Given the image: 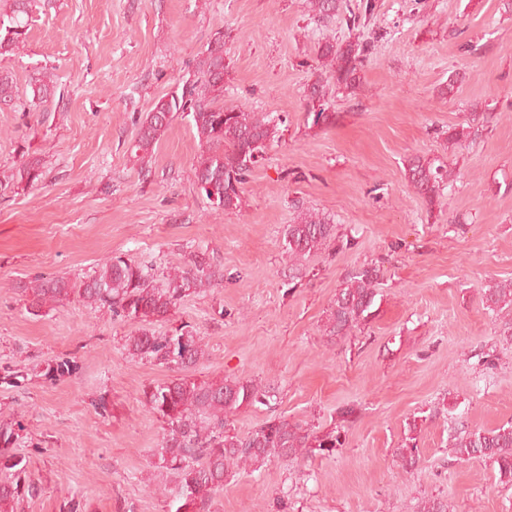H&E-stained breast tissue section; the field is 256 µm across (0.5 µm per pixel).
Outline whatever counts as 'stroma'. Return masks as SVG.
<instances>
[{
    "instance_id": "stroma-1",
    "label": "stroma",
    "mask_w": 512,
    "mask_h": 512,
    "mask_svg": "<svg viewBox=\"0 0 512 512\" xmlns=\"http://www.w3.org/2000/svg\"><path fill=\"white\" fill-rule=\"evenodd\" d=\"M365 25L314 21L307 0H45L21 55L0 57L17 96L0 106V369L28 374L0 386V422L19 421L15 444L43 492L17 512H167L153 466L163 424L142 389L171 378L131 360V324L78 302L26 310L38 277L83 280L112 256L155 275L202 249L223 285L182 301L155 330L199 327L209 356L201 379L274 385L271 406L236 413L247 433L273 415L322 432L343 426L331 457L272 459L237 473L210 512H417L449 500L455 512H512V487L491 463L459 460L460 425L512 421V338L482 290L512 278V0H375ZM224 34L223 101L275 118L279 138L244 185L240 209L210 210L193 183L202 148L176 116L145 160L133 149L153 104L176 90L215 32ZM375 40L355 91H333L334 127L306 120L305 91L327 40ZM477 44L465 53L466 43ZM55 76L46 110L33 87ZM486 112L481 137L448 146L442 129ZM44 178L17 188L27 156ZM420 156L461 177L428 206L409 185ZM326 214L334 238L293 264L285 230L299 208ZM350 247H342V240ZM371 262L383 278L374 314L347 338L324 324L347 276ZM76 360L72 376L47 364ZM356 409L341 424L339 408ZM414 467L395 455L406 439Z\"/></svg>"
}]
</instances>
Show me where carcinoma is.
<instances>
[{
    "label": "carcinoma",
    "mask_w": 512,
    "mask_h": 512,
    "mask_svg": "<svg viewBox=\"0 0 512 512\" xmlns=\"http://www.w3.org/2000/svg\"><path fill=\"white\" fill-rule=\"evenodd\" d=\"M32 0H10L9 11L0 12V56L20 54L27 41ZM317 22L345 15L346 24L356 25L361 14L371 13L372 0L355 12L350 0H310ZM374 51L372 42L327 41L318 47L326 78H317L307 90L306 118L312 125L330 128L337 115L331 109L326 83L354 89L360 73ZM224 33L218 32L199 56L193 75L183 81L181 93L160 98L141 122L134 142L136 150L151 153L172 118L184 113L196 129L204 150L193 169L194 184L214 211H233L242 206V185L252 167L263 159L278 134L272 118L241 107H226L224 97ZM13 75L0 70V104L14 100ZM54 95L53 74L44 73L33 96L41 104ZM487 117L469 114L466 124L446 130L448 143L460 145L478 139ZM43 176L40 161L23 162L17 181L33 186ZM407 177L416 193L428 204L459 175L420 156L411 158ZM334 236L328 216L301 209L296 222L285 232L288 256L300 261L317 251ZM379 269L365 265L350 273L330 307L325 332L344 338L372 317L380 294ZM224 281L206 253L195 250L184 265L157 280L144 265L121 256L106 259L88 280L73 282L63 276L43 277L28 288V312L37 316L45 309L76 299L92 309H106L137 328L125 338L127 355L139 362L162 365L175 373L166 382L143 388L142 405L164 424L155 467L175 478L174 489H160L169 499L168 512H210L214 497L224 491L233 471L254 472L271 459L305 460L332 456L344 441L340 428L318 433L307 423L283 415L269 417L255 429L239 435L228 428L229 417L244 407L269 406L274 397L271 386L252 379L200 380L196 369L206 355L204 337L192 325L183 324L169 333L158 334L152 325L170 320L181 302ZM483 301L492 311L512 310V280L488 282ZM77 362L63 358L48 365L44 376L53 380L72 374ZM23 426L19 422L0 424V512H15L21 498L41 493L39 484L27 471V459L13 451ZM456 457L481 460L497 466L499 482L512 485V421L491 429L460 431L450 436Z\"/></svg>",
    "instance_id": "1"
}]
</instances>
